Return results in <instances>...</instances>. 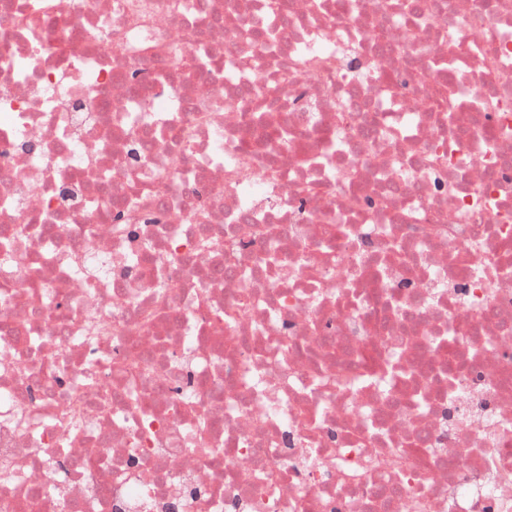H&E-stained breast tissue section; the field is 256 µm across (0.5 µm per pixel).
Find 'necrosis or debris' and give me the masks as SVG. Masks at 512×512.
<instances>
[{"mask_svg":"<svg viewBox=\"0 0 512 512\" xmlns=\"http://www.w3.org/2000/svg\"><path fill=\"white\" fill-rule=\"evenodd\" d=\"M0 512H512V0H0Z\"/></svg>","mask_w":512,"mask_h":512,"instance_id":"necrosis-or-debris-1","label":"necrosis or debris"}]
</instances>
